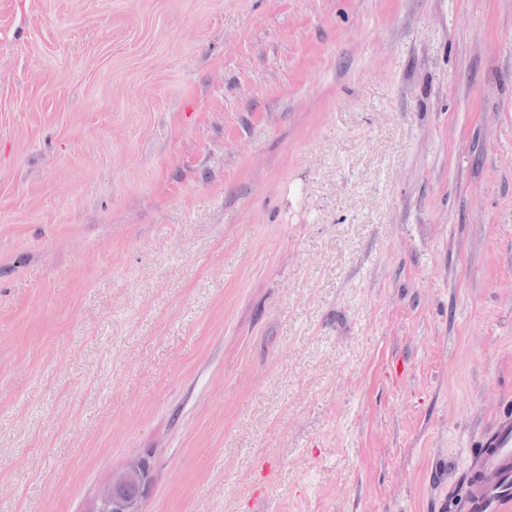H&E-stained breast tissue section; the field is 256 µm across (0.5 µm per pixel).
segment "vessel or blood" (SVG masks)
Instances as JSON below:
<instances>
[{
  "mask_svg": "<svg viewBox=\"0 0 512 512\" xmlns=\"http://www.w3.org/2000/svg\"><path fill=\"white\" fill-rule=\"evenodd\" d=\"M511 501L512 408H505L471 454L458 506L461 512H500Z\"/></svg>",
  "mask_w": 512,
  "mask_h": 512,
  "instance_id": "b4317fda",
  "label": "vessel or blood"
}]
</instances>
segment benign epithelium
I'll return each mask as SVG.
<instances>
[{"mask_svg": "<svg viewBox=\"0 0 512 512\" xmlns=\"http://www.w3.org/2000/svg\"><path fill=\"white\" fill-rule=\"evenodd\" d=\"M151 485L149 458L135 455L101 487L87 512H104L109 508L112 512H141V500Z\"/></svg>", "mask_w": 512, "mask_h": 512, "instance_id": "obj_1", "label": "benign epithelium"}]
</instances>
